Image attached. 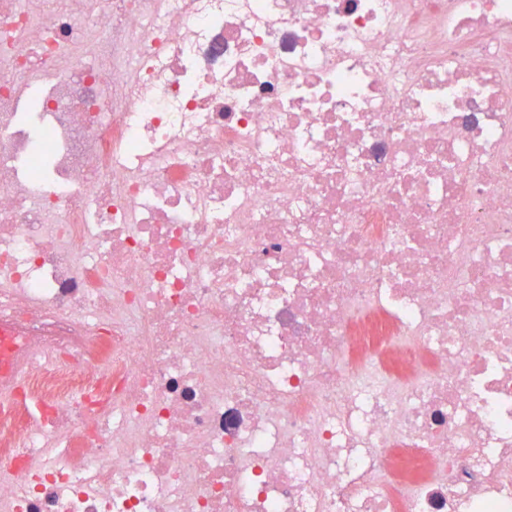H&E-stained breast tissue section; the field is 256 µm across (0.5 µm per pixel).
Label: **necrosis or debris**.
<instances>
[{
	"label": "necrosis or debris",
	"instance_id": "obj_1",
	"mask_svg": "<svg viewBox=\"0 0 512 512\" xmlns=\"http://www.w3.org/2000/svg\"><path fill=\"white\" fill-rule=\"evenodd\" d=\"M0 512H512V0H0Z\"/></svg>",
	"mask_w": 512,
	"mask_h": 512
}]
</instances>
